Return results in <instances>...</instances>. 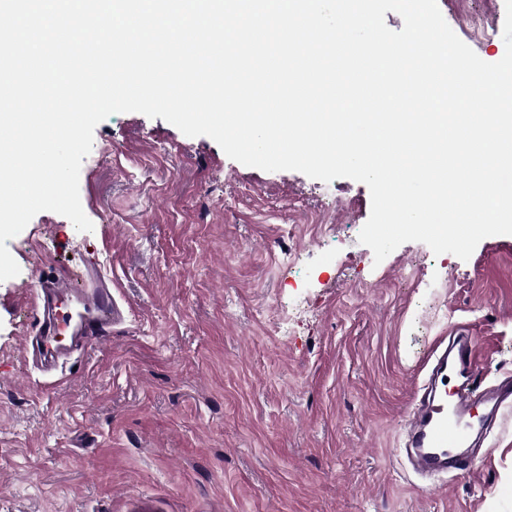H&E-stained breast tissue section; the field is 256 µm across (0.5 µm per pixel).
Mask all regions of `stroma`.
I'll return each instance as SVG.
<instances>
[{
    "instance_id": "35a3bbf8",
    "label": "stroma",
    "mask_w": 512,
    "mask_h": 512,
    "mask_svg": "<svg viewBox=\"0 0 512 512\" xmlns=\"http://www.w3.org/2000/svg\"><path fill=\"white\" fill-rule=\"evenodd\" d=\"M438 6L503 57L504 0ZM90 154L93 231L45 211L6 242L0 512H512V419L471 474L427 480L405 450L439 337L484 343L480 390L512 378V236L378 264L364 183L248 167L136 112L100 122ZM88 260L125 320L43 373L22 353L33 294Z\"/></svg>"
}]
</instances>
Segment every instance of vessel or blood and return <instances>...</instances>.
I'll return each mask as SVG.
<instances>
[{
	"label": "vessel or blood",
	"mask_w": 512,
	"mask_h": 512,
	"mask_svg": "<svg viewBox=\"0 0 512 512\" xmlns=\"http://www.w3.org/2000/svg\"><path fill=\"white\" fill-rule=\"evenodd\" d=\"M33 311L37 319L34 336L48 359L60 350L56 337L71 330L93 340L105 335L122 315L110 282L95 266L76 285L62 288L53 280L42 282L34 294ZM479 360L476 339L466 336L442 359L438 372L444 379L466 380L476 372ZM474 402V394L465 389H444L420 402L406 427L412 448L408 461L415 472L435 478L452 469L470 470L471 462L462 450L475 428Z\"/></svg>",
	"instance_id": "b4317fda"
}]
</instances>
